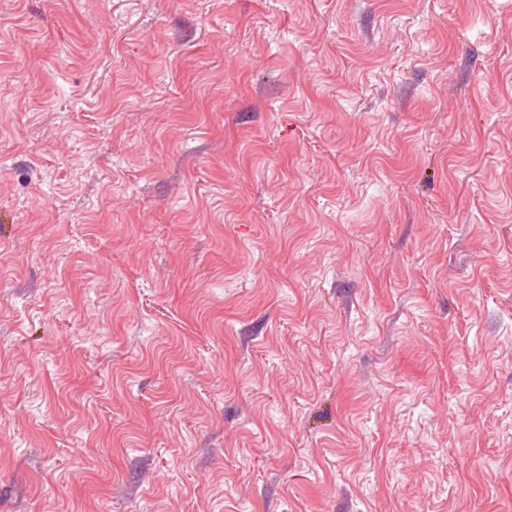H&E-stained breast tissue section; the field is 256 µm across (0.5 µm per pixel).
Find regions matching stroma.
<instances>
[{"label":"stroma","instance_id":"obj_1","mask_svg":"<svg viewBox=\"0 0 512 512\" xmlns=\"http://www.w3.org/2000/svg\"><path fill=\"white\" fill-rule=\"evenodd\" d=\"M0 512H512V0H0Z\"/></svg>","mask_w":512,"mask_h":512}]
</instances>
